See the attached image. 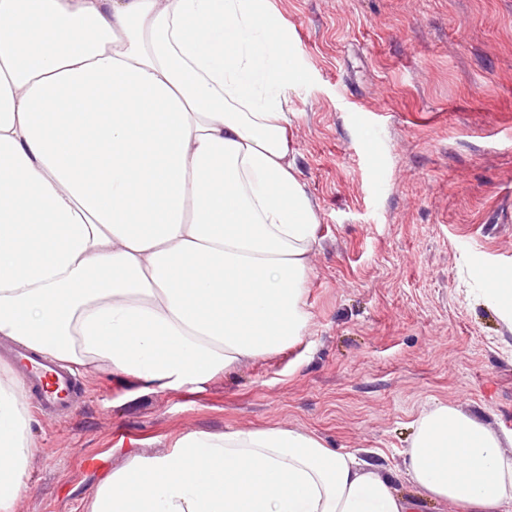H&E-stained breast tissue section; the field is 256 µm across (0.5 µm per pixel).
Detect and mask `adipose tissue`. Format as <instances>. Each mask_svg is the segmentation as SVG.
I'll return each instance as SVG.
<instances>
[{"instance_id": "ef3b65f1", "label": "adipose tissue", "mask_w": 512, "mask_h": 512, "mask_svg": "<svg viewBox=\"0 0 512 512\" xmlns=\"http://www.w3.org/2000/svg\"><path fill=\"white\" fill-rule=\"evenodd\" d=\"M288 30L267 0H0V337L141 390L298 343L319 244L298 176ZM0 371V512L34 450ZM400 476L280 424L191 432L101 474L90 512H512V455L421 414Z\"/></svg>"}]
</instances>
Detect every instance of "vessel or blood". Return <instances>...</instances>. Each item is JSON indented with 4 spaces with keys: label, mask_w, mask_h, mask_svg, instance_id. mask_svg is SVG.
Returning a JSON list of instances; mask_svg holds the SVG:
<instances>
[{
    "label": "vessel or blood",
    "mask_w": 512,
    "mask_h": 512,
    "mask_svg": "<svg viewBox=\"0 0 512 512\" xmlns=\"http://www.w3.org/2000/svg\"><path fill=\"white\" fill-rule=\"evenodd\" d=\"M9 359L20 371L35 407L47 415H61L78 403L80 388L75 377L47 358L23 348L13 350Z\"/></svg>",
    "instance_id": "obj_1"
}]
</instances>
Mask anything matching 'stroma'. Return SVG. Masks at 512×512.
Instances as JSON below:
<instances>
[{"label":"stroma","instance_id":"1","mask_svg":"<svg viewBox=\"0 0 512 512\" xmlns=\"http://www.w3.org/2000/svg\"><path fill=\"white\" fill-rule=\"evenodd\" d=\"M299 79L293 148L319 247L298 344L207 382L136 393L82 370V399L33 413L17 512H89L130 450L285 423L396 470L442 403L512 420V331L477 293L512 271V0H269Z\"/></svg>","mask_w":512,"mask_h":512}]
</instances>
